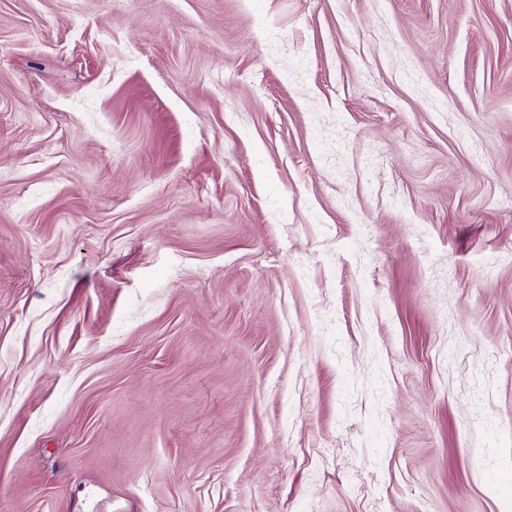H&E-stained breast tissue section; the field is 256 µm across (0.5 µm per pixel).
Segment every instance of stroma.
<instances>
[{
    "label": "stroma",
    "mask_w": 512,
    "mask_h": 512,
    "mask_svg": "<svg viewBox=\"0 0 512 512\" xmlns=\"http://www.w3.org/2000/svg\"><path fill=\"white\" fill-rule=\"evenodd\" d=\"M512 0H0V512H512Z\"/></svg>",
    "instance_id": "1"
}]
</instances>
